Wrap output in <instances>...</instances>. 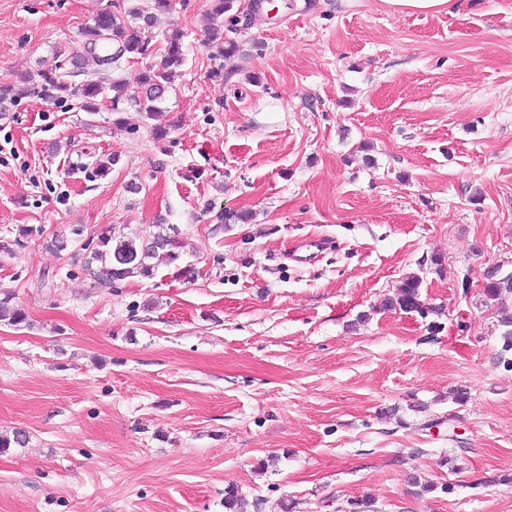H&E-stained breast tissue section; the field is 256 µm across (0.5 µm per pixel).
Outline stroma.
<instances>
[{"mask_svg":"<svg viewBox=\"0 0 512 512\" xmlns=\"http://www.w3.org/2000/svg\"><path fill=\"white\" fill-rule=\"evenodd\" d=\"M113 2L0 0V85L84 53ZM210 8L153 30L186 34L164 139L133 108L0 100V294L28 318L0 321V433L28 436L0 512H224L230 485L245 512H512V294L483 288L512 261V0H264L229 64ZM161 219L194 276L83 270L103 229ZM311 237L333 245L294 261ZM412 273L435 320L384 306ZM452 0H383L390 9L398 12L417 11L437 13L451 3Z\"/></svg>","mask_w":512,"mask_h":512,"instance_id":"1","label":"stroma"}]
</instances>
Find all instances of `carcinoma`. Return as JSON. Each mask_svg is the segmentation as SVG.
I'll return each instance as SVG.
<instances>
[{"instance_id":"carcinoma-1","label":"carcinoma","mask_w":512,"mask_h":512,"mask_svg":"<svg viewBox=\"0 0 512 512\" xmlns=\"http://www.w3.org/2000/svg\"><path fill=\"white\" fill-rule=\"evenodd\" d=\"M171 9V0H147L145 4L134 3L119 14L105 9L92 25L82 31L88 53L100 65H112L122 58L131 61L148 57L151 30L158 15ZM240 6L238 0H212L207 41L217 52L229 60L239 52L238 42L232 38L237 33ZM184 33L177 27L164 33V47L153 56L148 67L138 73L134 81L126 78L112 80L106 88L97 81L89 80L79 86L69 82L68 73L61 65L27 73L21 84L0 86V99L18 96L41 87L54 92L64 101L76 97L86 112H95L99 102L107 99L112 111L122 112L126 107H135L151 121L160 115L159 103L165 96L177 70L185 64L183 50ZM181 258V242L167 232H160L148 241L135 236L116 239L109 232L98 235L96 246L84 257L83 267L96 281L112 285L134 276L151 277L156 269L172 265ZM422 277L413 273L397 287L385 307L399 308L416 313L422 318L440 314L441 308L427 305L421 299ZM13 297L7 293L0 297V321L11 326L27 322V316L12 304ZM27 443L23 430L11 434H0V454L12 448H21Z\"/></svg>"}]
</instances>
